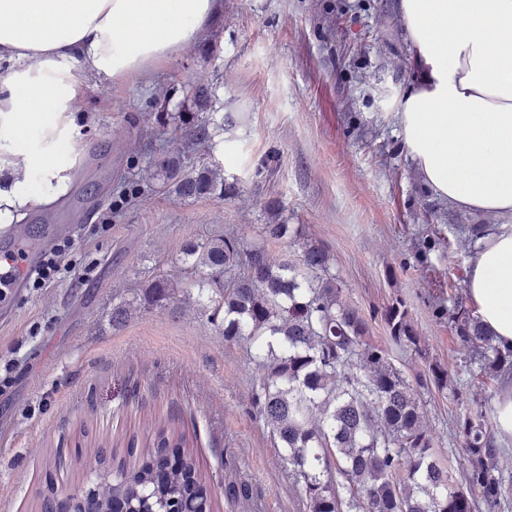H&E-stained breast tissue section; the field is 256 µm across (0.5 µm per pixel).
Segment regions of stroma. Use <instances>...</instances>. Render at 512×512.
Listing matches in <instances>:
<instances>
[{
	"label": "stroma",
	"instance_id": "35a3bbf8",
	"mask_svg": "<svg viewBox=\"0 0 512 512\" xmlns=\"http://www.w3.org/2000/svg\"><path fill=\"white\" fill-rule=\"evenodd\" d=\"M397 0H219L197 41L160 64L151 83L86 78L78 121L83 157L58 200L28 224L76 223L63 257L68 277L25 288L0 317V512H35L49 488L87 483L77 459L91 443L125 449L151 415L170 416L194 440L214 486L213 512H306L283 449L252 405L258 371L243 342L191 304L112 325V306L162 275L191 271L183 246L234 229L244 247L297 262L306 246L329 258L344 301L367 319L413 383L434 450L459 460L457 421L483 395L470 382V349L451 315L467 297L470 249L448 203L421 181L395 118L414 67ZM212 93L207 109L193 92ZM207 128L211 148L172 130ZM219 165L232 195L184 200L156 167ZM267 224L299 229L265 239ZM407 304L426 356L390 342L380 319ZM448 372L438 390L430 364ZM249 490L247 502L226 493Z\"/></svg>",
	"mask_w": 512,
	"mask_h": 512
}]
</instances>
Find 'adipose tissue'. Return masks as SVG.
I'll return each mask as SVG.
<instances>
[{
  "mask_svg": "<svg viewBox=\"0 0 512 512\" xmlns=\"http://www.w3.org/2000/svg\"><path fill=\"white\" fill-rule=\"evenodd\" d=\"M414 51L398 114L426 184L497 223L469 261L467 292L512 347V0H398ZM214 0H0V223L48 205L81 142L87 76L151 81L195 41Z\"/></svg>",
  "mask_w": 512,
  "mask_h": 512,
  "instance_id": "adipose-tissue-1",
  "label": "adipose tissue"
}]
</instances>
